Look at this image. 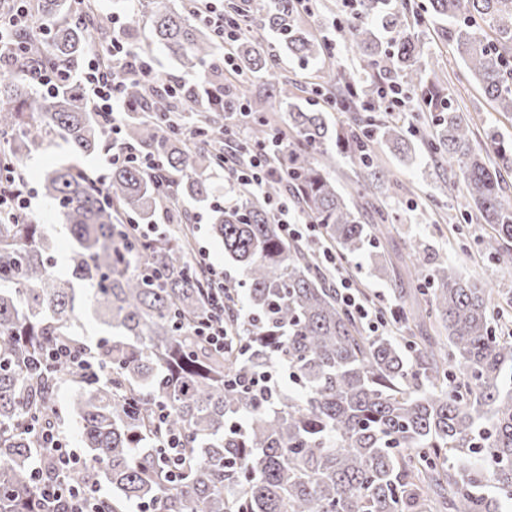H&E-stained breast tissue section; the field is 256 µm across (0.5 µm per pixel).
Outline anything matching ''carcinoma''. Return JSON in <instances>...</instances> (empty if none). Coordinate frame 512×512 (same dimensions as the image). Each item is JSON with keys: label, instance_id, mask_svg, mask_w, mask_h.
<instances>
[{"label": "carcinoma", "instance_id": "1", "mask_svg": "<svg viewBox=\"0 0 512 512\" xmlns=\"http://www.w3.org/2000/svg\"><path fill=\"white\" fill-rule=\"evenodd\" d=\"M151 5L152 43L134 44L140 55L163 46L188 74L220 98L196 86L128 117L123 136L162 165L169 186L136 165L112 169L105 191L72 163L47 170L40 182L73 239L72 278L53 270L43 225L30 215L0 222V512H33L38 497L34 468L50 480L48 457H39L28 417L55 423L56 391L64 381L77 389L71 405L91 466L69 479L112 495L105 512L130 504L156 512H501L512 501V339L491 328L494 289L438 261L428 275L422 318L437 335L369 336L320 275L316 253L288 241L263 198L292 191L310 223L322 227L345 254L379 248L385 225L381 208L364 222L354 197L366 198L388 176L375 139L403 163L416 145L395 123L373 121L360 130L332 126L325 112L296 101V85L277 71L265 44L235 43L238 79L224 83L217 38L189 4L173 11L165 0ZM36 23L50 35L25 36L24 64L41 63L64 76L57 92H33L29 79L9 68L0 75V165L20 170L44 142L61 138L76 157L107 149L103 124L72 80L90 46L105 50L112 28L96 17L93 0H37ZM232 14H251L253 26L274 33L281 49L303 63L318 59L327 44L309 34L295 0H268L256 12L241 0H224ZM441 39L465 74L497 112H512V0H426ZM361 75L338 71L341 103L349 109L382 110V84L398 79L431 114L435 132L423 136L429 151L448 157L463 180L467 208L479 223L494 226L485 248L512 260V199L504 196L497 168L512 167V147L483 129L496 156L477 148L473 124L437 80L423 75L422 45L401 27L390 0H357L343 15ZM270 87L266 97L288 106V129L275 161L280 176L260 191L238 181L230 206L212 208V234L224 258L240 268L246 291L221 285L232 346L217 349L196 334L208 312L213 284L192 263L186 199L207 200L211 172L224 158L222 132L241 99L252 93L248 78ZM134 103L150 101L137 79L124 86ZM273 124L253 112L250 144L269 139ZM353 154L363 171L355 194L341 192L330 171L336 154ZM169 208L176 223L161 237L142 238L124 221L151 224ZM82 294L112 335L95 347L104 374L86 380L61 367L30 375L29 358L66 340L79 320ZM288 373L268 388L250 387L263 373ZM164 405V422L155 420ZM183 439L186 463L170 481L159 445L166 435ZM493 483L496 493L485 494Z\"/></svg>", "mask_w": 512, "mask_h": 512}]
</instances>
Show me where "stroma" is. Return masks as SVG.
Masks as SVG:
<instances>
[{
  "instance_id": "35a3bbf8",
  "label": "stroma",
  "mask_w": 512,
  "mask_h": 512,
  "mask_svg": "<svg viewBox=\"0 0 512 512\" xmlns=\"http://www.w3.org/2000/svg\"><path fill=\"white\" fill-rule=\"evenodd\" d=\"M416 34L423 43V50L438 58V71L448 86L453 99L466 103L464 118L485 120L496 125L499 137L512 140V114L493 111L475 85L459 82V69L452 50L439 38L434 26L417 28ZM336 49L322 61L306 64L279 54L278 69L295 83L301 99H311V89L319 76L329 71L345 69L358 71L349 44L343 37H336ZM393 181L375 191L372 202L387 210L393 217L381 240L383 257L391 270V277L379 275L376 270L378 257L363 252L347 256L342 272L351 278L359 290L377 305L386 308H404L416 311L424 306L425 298L417 289L424 272L432 269L435 262L446 258L455 263L459 272L474 277L496 289L500 314L492 322L498 334L512 332V268L497 261L485 248L494 230L488 224H467L460 217L465 205V187L449 166L447 158L427 150H419L414 164L405 165L392 154L384 156ZM216 188L213 201H185L184 208L190 215L200 216V224L194 225L193 245L205 248L210 262L228 274L231 282L243 279L238 267L224 259V247L210 232L212 204L224 199L229 177L223 169L213 172ZM32 209L37 214L50 246L55 270L67 274V255L73 241L62 224L54 204L42 195H35Z\"/></svg>"
}]
</instances>
